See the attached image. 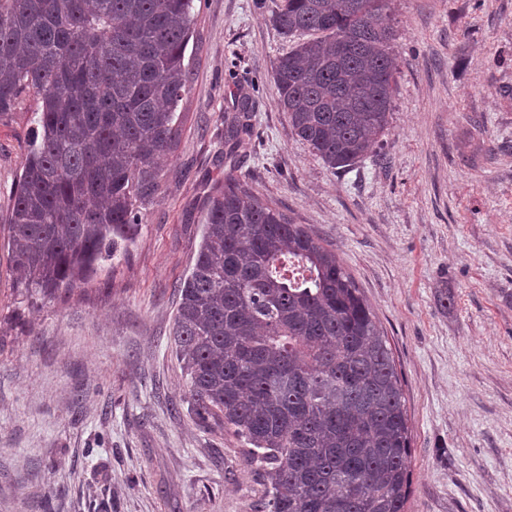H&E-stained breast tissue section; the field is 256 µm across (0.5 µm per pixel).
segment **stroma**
Segmentation results:
<instances>
[{
  "mask_svg": "<svg viewBox=\"0 0 512 512\" xmlns=\"http://www.w3.org/2000/svg\"><path fill=\"white\" fill-rule=\"evenodd\" d=\"M279 3L201 0L180 142L122 261L35 304L0 226V512H256L245 444L196 424L171 341L241 76L239 174L336 251L393 351L405 512H512V0H394L390 132L344 171L277 107ZM33 126L0 124V215Z\"/></svg>",
  "mask_w": 512,
  "mask_h": 512,
  "instance_id": "35a3bbf8",
  "label": "stroma"
}]
</instances>
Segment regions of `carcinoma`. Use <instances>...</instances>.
I'll return each instance as SVG.
<instances>
[{
	"instance_id": "1",
	"label": "carcinoma",
	"mask_w": 512,
	"mask_h": 512,
	"mask_svg": "<svg viewBox=\"0 0 512 512\" xmlns=\"http://www.w3.org/2000/svg\"><path fill=\"white\" fill-rule=\"evenodd\" d=\"M392 2L281 0L274 15L298 38L272 64L277 106L332 169L389 133ZM198 14V0H0V121L27 105L37 116L0 218L26 297L74 289L133 242L181 136ZM235 101L229 169L173 318L191 413L249 445L259 512H405L411 434L392 350L334 250L237 174L253 124L250 95Z\"/></svg>"
}]
</instances>
